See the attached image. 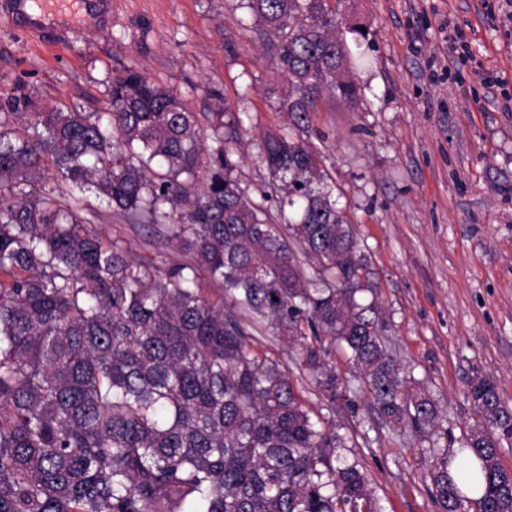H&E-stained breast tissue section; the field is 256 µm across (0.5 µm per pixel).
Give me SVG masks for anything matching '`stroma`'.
Returning a JSON list of instances; mask_svg holds the SVG:
<instances>
[{"label":"stroma","mask_w":512,"mask_h":512,"mask_svg":"<svg viewBox=\"0 0 512 512\" xmlns=\"http://www.w3.org/2000/svg\"><path fill=\"white\" fill-rule=\"evenodd\" d=\"M365 26L371 62L357 70L359 108L314 113L313 144L351 220L402 377L432 397L449 463L478 416L474 374L512 408V0H343ZM276 54L240 0H112L84 28L41 36L0 21V113L99 112L114 77L132 68L198 115L223 101L246 129L234 155L259 199L264 131L286 130ZM97 230L146 260L175 259L163 235L93 201ZM251 343L286 366L313 419L343 435L381 512H437L428 475L432 438L386 422L342 350L330 366L353 382L329 399L300 346L266 332Z\"/></svg>","instance_id":"obj_1"}]
</instances>
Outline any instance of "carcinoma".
<instances>
[{
    "mask_svg": "<svg viewBox=\"0 0 512 512\" xmlns=\"http://www.w3.org/2000/svg\"><path fill=\"white\" fill-rule=\"evenodd\" d=\"M247 7L294 130L263 136L259 202L234 176L240 118L219 105L202 124L133 69L113 78L110 110L0 116V512H378L360 465L335 453L341 437L250 347L258 325L301 345L331 398L339 347L388 422L435 427L434 402L403 389L380 309L357 299L366 258L302 137L323 94L359 103L347 35L359 48L369 32L332 0ZM68 185L162 228L182 260L145 262L92 230L98 212ZM467 395L481 422L459 452L482 490L470 499L433 456L439 512H512L499 458L512 409L478 374Z\"/></svg>",
    "mask_w": 512,
    "mask_h": 512,
    "instance_id": "cac0c4a2",
    "label": "carcinoma"
}]
</instances>
